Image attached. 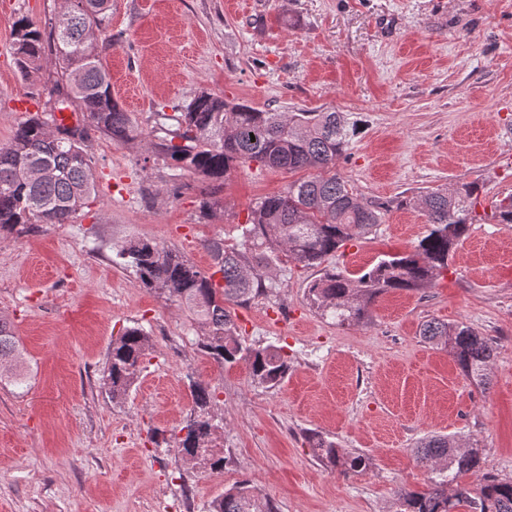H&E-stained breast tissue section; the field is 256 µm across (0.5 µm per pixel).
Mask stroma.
Listing matches in <instances>:
<instances>
[{
	"instance_id": "obj_1",
	"label": "stroma",
	"mask_w": 512,
	"mask_h": 512,
	"mask_svg": "<svg viewBox=\"0 0 512 512\" xmlns=\"http://www.w3.org/2000/svg\"><path fill=\"white\" fill-rule=\"evenodd\" d=\"M64 0H0V144L52 105L54 59L34 84L10 53L17 20L42 32ZM114 42L103 55L112 94L136 128L115 142L91 132L98 186L70 224L0 233V315L24 351L23 382H0V512H207L246 480L278 512H400L399 495L428 473L413 450L429 435L478 448L486 474L512 479V228L494 223L512 195V0H110ZM209 92L279 112L336 110L353 124L336 171L382 222L332 266L361 274L411 251L428 226L405 197L477 183L479 221L434 285L392 290L359 325L310 306L319 268L284 259L272 291L231 308L246 343L284 347L275 388L246 362L217 366L190 343L189 311L116 264L141 238L210 271L206 248L234 242L249 206L294 174L244 168L219 184L172 178L156 155L163 105ZM218 200L213 216L203 199ZM465 322L492 339L489 386L420 335L429 320ZM141 326L145 367L112 400L103 375L113 338ZM215 390L224 470L188 466L154 431L189 419L190 380ZM370 459L343 475L308 436Z\"/></svg>"
}]
</instances>
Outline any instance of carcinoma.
I'll use <instances>...</instances> for the list:
<instances>
[{
    "label": "carcinoma",
    "instance_id": "1",
    "mask_svg": "<svg viewBox=\"0 0 512 512\" xmlns=\"http://www.w3.org/2000/svg\"><path fill=\"white\" fill-rule=\"evenodd\" d=\"M107 0H72L66 10L68 26L51 25L43 34L26 18L17 21L11 46L22 78L41 69L45 51H54L60 74L56 80L58 105L78 102L88 113L87 126L66 127L54 113L36 112L21 122L12 139L0 145V231L28 232L38 224H69L97 196L91 158L86 150L89 129L115 141L133 137L128 113L112 97V85L101 52L88 38L112 46ZM160 129H174L156 144L157 153L176 170L172 177L201 175L224 181L236 170L256 165L287 172L311 174L288 184L284 191L260 198L238 225L240 241L223 239L206 244L214 271H200L191 261L147 239H130L116 249V257L134 268L144 287L158 290L185 306L200 328L192 344L220 366L247 362L253 380L270 388L288 376L290 362L282 348L242 343L229 305H240L274 288L265 284L261 270L270 267L278 253L304 267H319L339 249L381 223L383 205L360 201L336 173V161L349 144L348 123L340 112H276L248 104L229 105L208 93L194 97L182 112L157 113ZM37 169L42 177L27 176ZM479 188L462 183L452 190L434 189L404 198L399 205L420 210L430 225L414 250L380 260L352 278L328 268L307 287L310 305L326 311L341 323L359 324L368 305L388 290L424 288L448 270V260L477 222ZM499 224L512 228V196L495 205ZM421 336L433 346H443L462 373L487 385L494 346L473 327L457 322L427 321ZM149 336L139 326L128 327L112 341L105 381L114 400L127 395L143 369ZM0 361L10 362L6 372L17 375L21 351L11 324L0 317ZM194 407L176 437L186 463L203 465L212 473L224 470V454L216 450L224 418L213 411L214 391L192 382ZM309 442L317 456L344 475L365 471L369 459L347 453L336 442L314 434ZM415 459L426 468L427 488L402 494L404 512H512V480L486 476L475 488L465 478L480 467L475 448L462 449L448 436H431L416 446ZM210 512H277L273 502L259 496L249 482L241 481L214 498Z\"/></svg>",
    "mask_w": 512,
    "mask_h": 512
}]
</instances>
